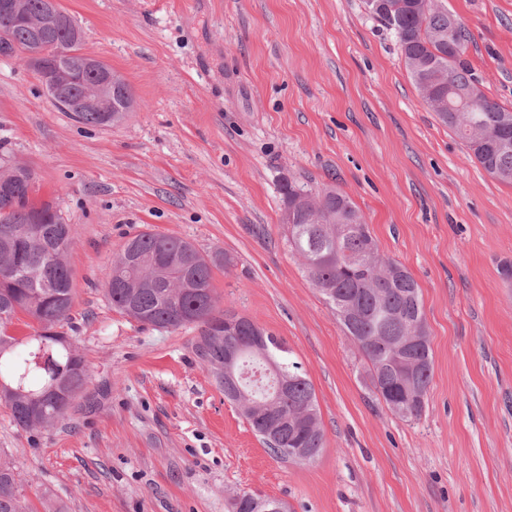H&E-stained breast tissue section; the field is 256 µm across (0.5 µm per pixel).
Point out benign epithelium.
<instances>
[{
  "instance_id": "benign-epithelium-1",
  "label": "benign epithelium",
  "mask_w": 512,
  "mask_h": 512,
  "mask_svg": "<svg viewBox=\"0 0 512 512\" xmlns=\"http://www.w3.org/2000/svg\"><path fill=\"white\" fill-rule=\"evenodd\" d=\"M27 22L34 32L31 46L25 50L27 65L35 69L52 65L59 72V79L48 90L54 103L71 113L115 112L125 117L133 111L132 102L117 96L121 78L106 63L51 41L49 34L59 29L77 31L58 0H40L37 15L27 17Z\"/></svg>"
}]
</instances>
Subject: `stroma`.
I'll list each match as a JSON object with an SVG mask.
<instances>
[{
  "label": "stroma",
  "mask_w": 512,
  "mask_h": 512,
  "mask_svg": "<svg viewBox=\"0 0 512 512\" xmlns=\"http://www.w3.org/2000/svg\"><path fill=\"white\" fill-rule=\"evenodd\" d=\"M470 34L485 95L512 109V0H440ZM83 51L132 89L122 123L60 112L0 55V160L73 229L66 336L88 381L55 426L0 405V454L36 512H228L240 491L288 512H512V185L432 112L366 0H59ZM333 187L418 283L433 356L422 415H393L367 362L288 246L280 187ZM141 231L213 270L220 310L284 339L325 432L315 461L276 460L193 345L113 309L104 272Z\"/></svg>",
  "instance_id": "obj_1"
}]
</instances>
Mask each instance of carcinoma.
Segmentation results:
<instances>
[{
	"instance_id": "1",
	"label": "carcinoma",
	"mask_w": 512,
	"mask_h": 512,
	"mask_svg": "<svg viewBox=\"0 0 512 512\" xmlns=\"http://www.w3.org/2000/svg\"><path fill=\"white\" fill-rule=\"evenodd\" d=\"M371 13L393 30L404 62L429 107L443 97L447 109L436 112L490 176L512 184V110L489 100L478 87L464 54L469 33L463 23L435 0H381ZM0 33L7 45L25 52L31 38L16 17L0 12ZM34 176L24 166L0 170V221L19 229L40 218L36 237H0V262L14 275L0 280V403L15 426L42 429L62 420L83 391L88 373L83 357L58 329L69 323L73 305L66 253L72 235L64 236L61 213L30 200ZM286 207L294 208L289 247L307 276L336 313L344 333L368 362L372 386L402 419L421 416L433 377L429 335L409 351L399 338L426 328L420 288L400 263L384 258L361 210L351 198L331 188L313 191L293 182L281 186ZM139 264L129 266L121 247L107 268L105 289L112 307L127 317L160 329H179L193 316L204 326L195 349L221 379L227 339L225 313L217 310L212 267L223 255H199L183 264L186 241L152 232L128 239ZM19 312L39 325L25 340L8 334ZM288 381L279 394L278 378ZM238 385L259 405L245 412L253 432L270 430L281 448H304L314 461L325 447L320 410L312 383L290 350L265 334L263 350L245 348L237 364ZM13 463L0 457V512H31L19 491ZM279 499L241 491L229 512H278Z\"/></svg>"
}]
</instances>
